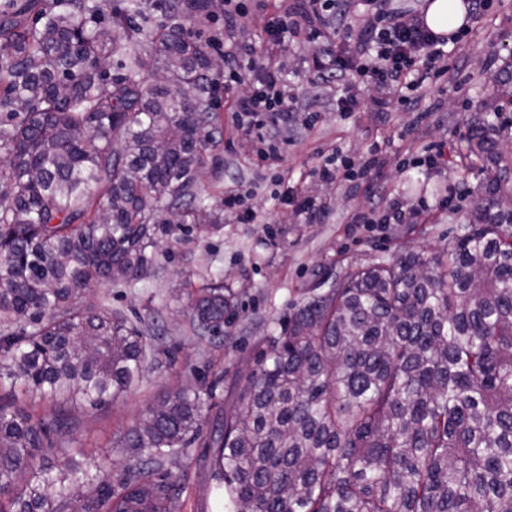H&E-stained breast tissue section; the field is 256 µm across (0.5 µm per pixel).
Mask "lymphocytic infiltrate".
Segmentation results:
<instances>
[{"mask_svg":"<svg viewBox=\"0 0 512 512\" xmlns=\"http://www.w3.org/2000/svg\"><path fill=\"white\" fill-rule=\"evenodd\" d=\"M262 0H224V34L230 41L226 56L238 51L261 54L258 70L226 66L225 86H247L246 94L229 107L238 127L257 150L260 166L279 160L280 140L267 134L274 115L295 117L299 96L281 80L282 44L285 38L319 42L312 59L313 76L322 88L337 90L336 110L347 115L360 111L364 96L379 108L399 97L407 108H417L433 80L460 74L449 66L448 49L459 45L460 35L439 36L424 22V13L403 7L396 0H293L288 9L270 15L261 46L251 39V20ZM377 150L359 156L333 152L315 172L327 183H340L354 176L368 179L382 166Z\"/></svg>","mask_w":512,"mask_h":512,"instance_id":"obj_1","label":"lymphocytic infiltrate"}]
</instances>
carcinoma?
Masks as SVG:
<instances>
[{"mask_svg": "<svg viewBox=\"0 0 512 512\" xmlns=\"http://www.w3.org/2000/svg\"><path fill=\"white\" fill-rule=\"evenodd\" d=\"M51 0L0 8V512H178L170 466L199 443L224 512H512V161L488 139L475 223L442 248L317 284L266 336L207 433L201 391L165 390L120 440L112 478L80 460L71 411L123 396L159 338L102 301L171 253L198 218L223 135L214 66L185 25L210 0ZM117 63L119 73L101 70ZM234 291L187 293L199 340ZM1 402L11 404L14 407L23 408L32 412L35 416H43L51 414L53 406L49 402L40 401L38 399H30L28 397L15 396L9 391L8 387L0 391Z\"/></svg>", "mask_w": 512, "mask_h": 512, "instance_id": "carcinoma-1", "label": "carcinoma"}]
</instances>
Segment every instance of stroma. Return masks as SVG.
<instances>
[{"instance_id":"obj_1","label":"stroma","mask_w":512,"mask_h":512,"mask_svg":"<svg viewBox=\"0 0 512 512\" xmlns=\"http://www.w3.org/2000/svg\"><path fill=\"white\" fill-rule=\"evenodd\" d=\"M464 67L476 72L474 81L461 90L446 89L433 112L417 117L401 105L376 111L363 99L361 111L341 118L334 98L316 93L309 62L315 44L288 40L287 80L298 89L314 114L273 127L285 139L282 167L290 172V184L299 197L330 204L316 223L305 224L294 208L282 200V187L273 180L275 167H259L243 144L232 113L221 115L223 137L207 158L198 181L207 213L219 219L223 233L209 239L186 240L169 259L163 260L154 277L128 288L115 285L107 291L93 289V296L107 294L113 308L132 320L152 326L170 354L169 362L149 366L140 381L111 407L74 411L79 427L74 437L83 448L85 462L102 472L120 474L125 454L120 437L136 424L164 389L192 383L202 388L200 423L213 421L232 406L228 392L242 386L255 364L263 336L280 332L301 292L320 280L341 277L349 270L389 260L405 251H438L448 239L463 233L472 223L486 174L472 154L474 127L492 119L496 75L491 59L512 51V0H495L494 12L473 27L462 41ZM448 143L446 173L432 175L422 167L404 166V159L421 154L430 142ZM378 145L387 165L377 176L390 198L405 209L417 210L421 199L435 187L458 184L462 195L454 210H436L429 223L355 224L351 218L368 193L360 181L330 185L313 175L312 157L317 147L338 148L354 155ZM253 187L245 206L257 222L242 223L224 208V193L237 184ZM223 280L238 294L237 316L224 327L220 344L197 340L187 321L185 289L205 280ZM209 451L190 448L186 458L172 467L174 477H185L180 512H214L216 503L203 467Z\"/></svg>"}]
</instances>
